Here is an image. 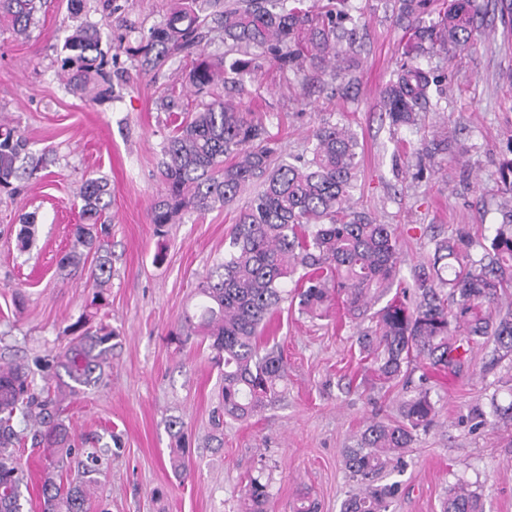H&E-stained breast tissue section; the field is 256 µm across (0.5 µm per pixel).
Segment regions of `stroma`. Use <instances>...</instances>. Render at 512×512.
I'll return each mask as SVG.
<instances>
[{
	"mask_svg": "<svg viewBox=\"0 0 512 512\" xmlns=\"http://www.w3.org/2000/svg\"><path fill=\"white\" fill-rule=\"evenodd\" d=\"M179 2L85 0L76 14L69 0H43L25 39L0 19V120L44 159L18 195L0 200V359L31 360L64 346L71 325L85 315L118 332L103 384L64 404L77 438L120 439L97 476L93 512H241L244 488L258 475L270 480V512H292L303 494L319 512H340L352 489L343 450L369 421L396 419L400 399L422 384L437 416L417 432L389 512H440L460 478L479 493L485 512H512V429L478 427L470 419L471 407L490 396L512 402L500 383L504 362L494 361L491 347L477 346L460 368L436 371L417 361L382 386L361 358L355 323L341 320L335 306L311 318L282 303L262 342L287 363L283 394L249 420L225 424L223 447H212L218 371L207 346H178L169 333L196 304L195 289L223 257L251 194L203 214L184 212L161 236L150 222L164 192L160 142L173 127L157 97L171 89L188 108L195 98L184 80L189 58L171 55L144 72L131 50ZM353 4L360 43L353 84L337 88L310 70L285 78L266 68L243 75L246 92L237 101L286 155L302 152L326 120L355 133L360 173L352 203L394 225L407 278L426 261L432 238L463 227L476 245L501 221L498 168L512 154V85L503 79L512 68V39L503 34L494 0H475L472 46L432 59L444 76L437 110L419 113L416 126L395 129L380 94L405 58L407 38L393 24L392 0ZM86 23L100 26L102 48L119 40L128 48L110 65L112 92L100 103L69 92L61 76L64 40ZM424 137H445L471 152L460 163L449 153L420 157L415 150ZM100 176L112 190L105 242L112 272L95 308L86 271L59 270L58 260L80 221L81 188ZM29 214L36 232L24 247L18 233ZM172 415L186 423L184 477L170 465L177 446L166 426Z\"/></svg>",
	"mask_w": 512,
	"mask_h": 512,
	"instance_id": "1",
	"label": "stroma"
}]
</instances>
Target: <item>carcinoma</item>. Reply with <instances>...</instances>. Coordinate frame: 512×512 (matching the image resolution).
I'll use <instances>...</instances> for the list:
<instances>
[{
  "instance_id": "carcinoma-1",
  "label": "carcinoma",
  "mask_w": 512,
  "mask_h": 512,
  "mask_svg": "<svg viewBox=\"0 0 512 512\" xmlns=\"http://www.w3.org/2000/svg\"><path fill=\"white\" fill-rule=\"evenodd\" d=\"M41 0H0V14L10 18L16 36H28ZM397 24L408 34L410 60L393 71L381 102L392 126L414 124L416 112L435 106L443 94L440 75L430 59L442 49L453 57L473 44L474 0H451L436 21L426 22L433 0H395ZM349 0H327L317 11L305 0H186L153 28L137 48L146 67H155L171 51L200 46L209 23L239 52L224 68V57L199 54L186 74L201 103L190 111L173 94L157 100L163 112L183 118L165 137L160 174L165 192L154 203L150 221L156 233L187 209L209 211L233 202L249 183L261 189L240 210L224 248L197 286L199 303L169 333L184 346L191 336L209 340L211 362L219 369L217 404L212 412L213 440L224 447V423L246 420L279 398L286 378L282 355L262 351L261 337L281 302L298 300V310L321 317L328 303L342 305L358 325L356 343L379 380L399 379L417 360L433 368L461 366L474 345L493 342L512 356V302L502 297L512 288V199L500 203L502 220L494 225L483 255L475 259L465 234L434 241L432 259L414 269L412 282L399 279V242L391 224H379L349 205L358 175L355 134L325 122L311 137L310 156L282 159L277 138L260 122L247 118L230 92H242L236 76L266 66L301 73L308 68L332 83L354 80L349 51L356 28ZM68 56L61 69L71 90L94 101L109 93L107 53L99 26L77 27L66 37ZM17 131L0 123V197H13L17 183L32 175L43 158L26 151ZM86 223L75 228L74 242L60 259L61 268L78 269L85 256L98 253L91 268L94 286L111 274L99 243L111 234L101 216L111 205L108 183L89 178L80 192ZM293 291H286L287 283ZM397 291L384 306L372 303ZM83 317L71 326L69 343L33 361L0 365V512H23L28 476L18 462L26 438L15 421L34 430L47 458L39 479L40 512H89L86 477L98 470L112 446L76 447L62 418L59 396L78 395L103 380L117 337L109 325L88 327ZM56 379L57 390L38 387L35 370ZM436 414L430 388L421 385L402 403V419L373 421L343 462L356 489L341 512H388L399 483L378 480L405 466L415 433ZM269 484L250 479L244 512H266ZM441 512H484L478 493L458 481Z\"/></svg>"
}]
</instances>
